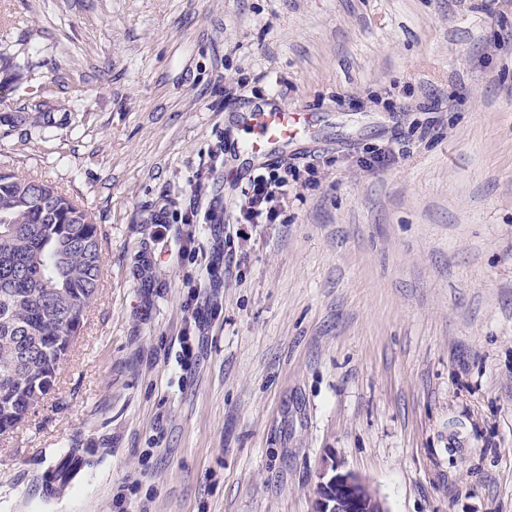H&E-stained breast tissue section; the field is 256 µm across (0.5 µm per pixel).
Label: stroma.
Wrapping results in <instances>:
<instances>
[{
  "mask_svg": "<svg viewBox=\"0 0 512 512\" xmlns=\"http://www.w3.org/2000/svg\"><path fill=\"white\" fill-rule=\"evenodd\" d=\"M0 46V169L105 234L0 512H311L333 459L388 512H512V0H0ZM257 103L313 118L315 180L228 238Z\"/></svg>",
  "mask_w": 512,
  "mask_h": 512,
  "instance_id": "1",
  "label": "stroma"
}]
</instances>
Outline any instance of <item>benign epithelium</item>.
I'll list each match as a JSON object with an SVG mask.
<instances>
[{"label": "benign epithelium", "instance_id": "7a95c632", "mask_svg": "<svg viewBox=\"0 0 512 512\" xmlns=\"http://www.w3.org/2000/svg\"><path fill=\"white\" fill-rule=\"evenodd\" d=\"M312 512H388L372 484L333 460L318 476Z\"/></svg>", "mask_w": 512, "mask_h": 512}]
</instances>
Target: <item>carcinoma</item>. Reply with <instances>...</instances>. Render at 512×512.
I'll use <instances>...</instances> for the list:
<instances>
[{"label":"carcinoma","mask_w":512,"mask_h":512,"mask_svg":"<svg viewBox=\"0 0 512 512\" xmlns=\"http://www.w3.org/2000/svg\"><path fill=\"white\" fill-rule=\"evenodd\" d=\"M48 129L53 117L16 115ZM103 232L46 181L0 171V424L19 427L66 360L71 311L84 317L101 284Z\"/></svg>","instance_id":"obj_1"}]
</instances>
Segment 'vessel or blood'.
Returning a JSON list of instances; mask_svg holds the SVG:
<instances>
[{
  "instance_id": "b4317fda",
  "label": "vessel or blood",
  "mask_w": 512,
  "mask_h": 512,
  "mask_svg": "<svg viewBox=\"0 0 512 512\" xmlns=\"http://www.w3.org/2000/svg\"><path fill=\"white\" fill-rule=\"evenodd\" d=\"M241 121L250 135L237 144V151L267 163L281 160V146L295 139L301 125L298 113L278 107H254L242 114Z\"/></svg>"
}]
</instances>
